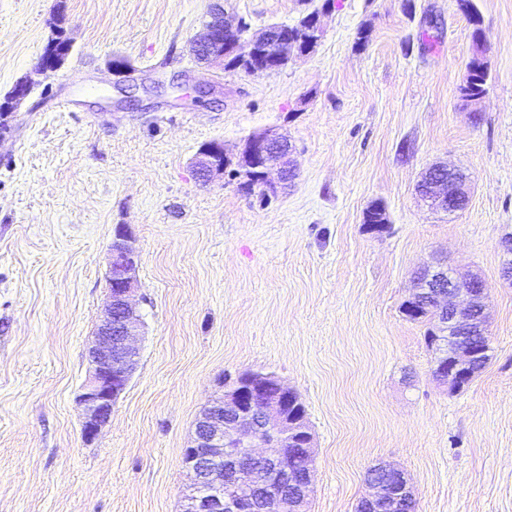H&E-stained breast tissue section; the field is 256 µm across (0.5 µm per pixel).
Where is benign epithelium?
Segmentation results:
<instances>
[{
    "mask_svg": "<svg viewBox=\"0 0 512 512\" xmlns=\"http://www.w3.org/2000/svg\"><path fill=\"white\" fill-rule=\"evenodd\" d=\"M205 32L191 45L199 61L224 67L233 56L243 71L272 72L281 64L280 56L268 51L274 45L290 57L312 52L322 35L320 14L307 18L305 35L294 38L277 24L254 33L249 26L224 11L222 0H215ZM71 45L60 38L51 40L38 62L43 73L60 68L70 54ZM32 86L16 83L7 99L0 101V117L17 111L28 98ZM292 144L285 136L264 131L250 136L237 160L230 159L224 145L211 142L199 149L194 158L198 177L206 182L215 174L231 172L244 178L248 189L259 188L263 197L278 194L294 175L290 155ZM278 169L280 184L268 180ZM471 176L464 170L433 164L423 172L417 185L420 199L431 209L452 219L469 205ZM110 304L96 326L86 349L87 378L78 396L83 410L82 436L93 441L111 417L112 409L127 388L139 362L135 337L140 319L130 303L137 287V258L126 244V232L119 229L109 249ZM482 277L473 272L459 273L448 266L425 272L408 296L410 305L428 304L439 347L443 349L435 363L433 377L454 393L463 383L475 379L490 360L486 337L488 317L483 298L487 288L475 284ZM221 393L208 400L200 410L191 445L185 448L184 468L191 475L189 492L184 496L182 512H256L257 499L242 495L227 484L225 465L243 460H264L281 470L272 474L262 487V498L272 503L271 512H306L310 492L311 469L288 470L299 457L312 460L313 436L305 419L291 412L288 400L295 391L279 379L266 380L240 374L221 382ZM266 444L276 449L271 456L259 455L256 447ZM397 482L386 485L368 481L370 492L362 499L360 512H376L386 498L397 500L410 492L403 473L391 468Z\"/></svg>",
    "mask_w": 512,
    "mask_h": 512,
    "instance_id": "1",
    "label": "benign epithelium"
}]
</instances>
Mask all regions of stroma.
I'll return each instance as SVG.
<instances>
[{
    "mask_svg": "<svg viewBox=\"0 0 512 512\" xmlns=\"http://www.w3.org/2000/svg\"><path fill=\"white\" fill-rule=\"evenodd\" d=\"M490 65L460 88L473 26L457 0H336L315 50L273 73L189 53L213 0H0V512H181L182 465L224 376H278L314 437L307 512H357L367 470L408 478L416 512H512V0H472ZM322 0H227L257 30ZM366 40H359V30ZM64 65L43 73L49 40ZM274 130L291 188L264 200L201 146L237 158ZM442 162L472 176L454 219L419 200ZM387 222H364L372 205ZM138 257L140 359L90 442L77 401L108 303L109 248ZM444 261L487 283L492 358L448 393L401 304ZM71 45L60 38L52 39L44 48L38 62V69L43 73L60 68L70 54ZM489 77V63L485 62L480 65L469 60L466 64V76L464 83L460 88L462 98L468 96H483L486 92V83ZM32 91V86L26 81L17 82L11 94L3 102L0 101V118L5 114L16 112L22 103L28 98Z\"/></svg>",
    "mask_w": 512,
    "mask_h": 512,
    "instance_id": "obj_1",
    "label": "stroma"
}]
</instances>
